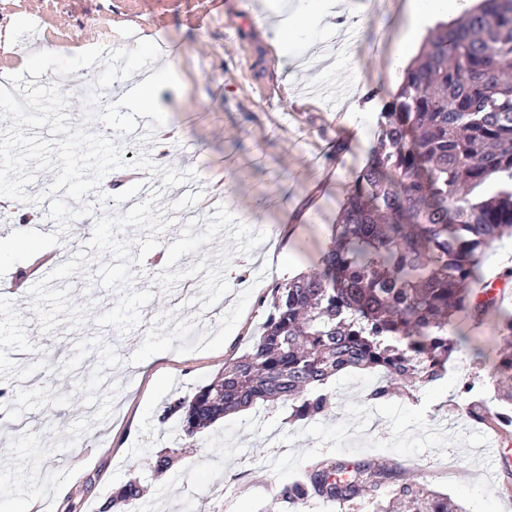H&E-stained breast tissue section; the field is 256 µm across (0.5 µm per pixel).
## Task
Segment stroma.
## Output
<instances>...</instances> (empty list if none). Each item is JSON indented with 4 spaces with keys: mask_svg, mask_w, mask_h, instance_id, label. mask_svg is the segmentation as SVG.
I'll list each match as a JSON object with an SVG mask.
<instances>
[{
    "mask_svg": "<svg viewBox=\"0 0 512 512\" xmlns=\"http://www.w3.org/2000/svg\"><path fill=\"white\" fill-rule=\"evenodd\" d=\"M224 2L202 27L209 0H0V27L13 36L0 49L6 75L40 45L70 56L123 44L113 12L149 19L181 87L159 91L167 123L152 142L116 141L125 161L144 147L160 166L195 170L202 193L177 212L172 193L161 198L174 221L159 237L164 269L143 260L134 286L154 298L128 333L96 324L118 294L90 287L95 267L53 280L82 297L87 319L48 334L29 308L26 263L0 277V389L28 382L0 398V512H98L131 479L144 488L140 512H275L280 488L323 457L386 459L463 512H512V442L490 462L482 448L495 432L466 415L471 400L497 405L494 311L455 319L450 331L466 343L440 380L380 403L366 400L375 374L345 373L328 383L331 411L317 422L291 427L288 409H248L181 442L175 419L161 420L167 403L192 397L251 349L273 287L319 266L407 66L398 47L408 0ZM337 6L344 28L306 26L308 14ZM327 80L339 98L330 111L315 94ZM48 211L13 203L0 214V239L54 232ZM78 398L84 411L74 409ZM59 427L67 443L56 441ZM169 448L181 458L156 472Z\"/></svg>",
    "mask_w": 512,
    "mask_h": 512,
    "instance_id": "35a3bbf8",
    "label": "stroma"
}]
</instances>
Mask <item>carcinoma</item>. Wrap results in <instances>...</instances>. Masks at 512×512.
Returning a JSON list of instances; mask_svg holds the SVG:
<instances>
[{
	"mask_svg": "<svg viewBox=\"0 0 512 512\" xmlns=\"http://www.w3.org/2000/svg\"><path fill=\"white\" fill-rule=\"evenodd\" d=\"M512 0H477L440 24L404 69L380 112V132L355 171L321 266L271 289L251 351L224 365L191 399H176L186 438L259 403L287 405L288 422L328 412L323 389L341 372H377L366 396L441 378L465 341L448 329L493 301L470 291L480 257L512 236ZM496 399L512 409V314L502 317ZM468 417L500 428L496 411ZM139 483L119 485L99 512H138ZM335 501L350 512H462L448 497L401 480L379 459L325 457L277 493L278 512Z\"/></svg>",
	"mask_w": 512,
	"mask_h": 512,
	"instance_id": "1",
	"label": "carcinoma"
}]
</instances>
